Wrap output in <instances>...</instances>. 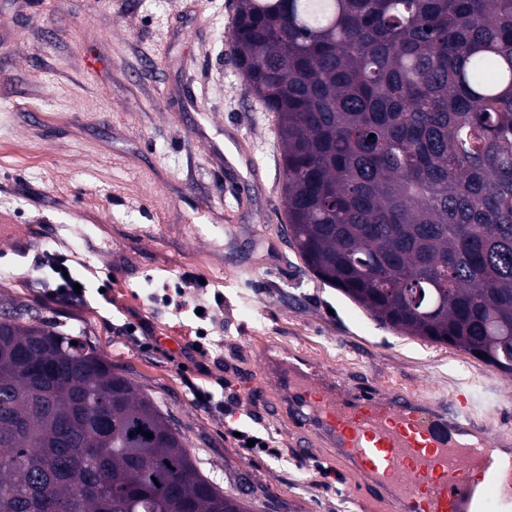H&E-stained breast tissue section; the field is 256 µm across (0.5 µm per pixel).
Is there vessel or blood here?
Here are the masks:
<instances>
[{
  "mask_svg": "<svg viewBox=\"0 0 512 512\" xmlns=\"http://www.w3.org/2000/svg\"><path fill=\"white\" fill-rule=\"evenodd\" d=\"M265 415L303 434L296 454L332 449L361 501L386 512H512V454L472 417L465 394L423 400L397 388L358 393L297 353L266 345L255 373Z\"/></svg>",
  "mask_w": 512,
  "mask_h": 512,
  "instance_id": "obj_1",
  "label": "vessel or blood"
}]
</instances>
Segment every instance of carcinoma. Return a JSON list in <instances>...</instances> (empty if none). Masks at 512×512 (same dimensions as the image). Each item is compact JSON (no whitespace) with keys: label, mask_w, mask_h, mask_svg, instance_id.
<instances>
[{"label":"carcinoma","mask_w":512,"mask_h":512,"mask_svg":"<svg viewBox=\"0 0 512 512\" xmlns=\"http://www.w3.org/2000/svg\"><path fill=\"white\" fill-rule=\"evenodd\" d=\"M232 54L278 114L309 270L380 325L511 376L512 0H237ZM0 512L249 508L82 334L15 310Z\"/></svg>","instance_id":"cac0c4a2"}]
</instances>
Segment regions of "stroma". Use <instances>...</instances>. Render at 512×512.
I'll list each match as a JSON object with an SVG mask.
<instances>
[{
    "label": "stroma",
    "instance_id": "35a3bbf8",
    "mask_svg": "<svg viewBox=\"0 0 512 512\" xmlns=\"http://www.w3.org/2000/svg\"><path fill=\"white\" fill-rule=\"evenodd\" d=\"M234 13L235 0H0V313L20 304L84 331L251 512H358L333 454L297 458L258 409L265 342L364 393H468L510 438L512 379L381 327L304 267L282 232L277 117L228 49ZM232 131L262 170L244 207L224 193ZM51 252L88 278L85 298L47 294Z\"/></svg>",
    "mask_w": 512,
    "mask_h": 512
}]
</instances>
